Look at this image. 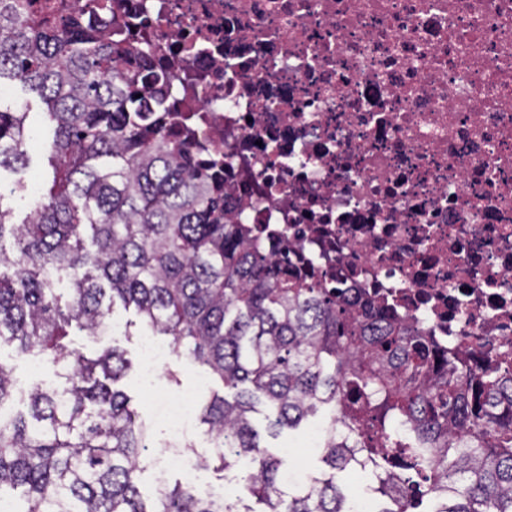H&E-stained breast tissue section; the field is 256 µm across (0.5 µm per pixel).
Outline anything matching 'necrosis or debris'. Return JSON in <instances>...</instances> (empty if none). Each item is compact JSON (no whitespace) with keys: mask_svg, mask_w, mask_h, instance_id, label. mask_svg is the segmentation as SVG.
Returning <instances> with one entry per match:
<instances>
[{"mask_svg":"<svg viewBox=\"0 0 512 512\" xmlns=\"http://www.w3.org/2000/svg\"><path fill=\"white\" fill-rule=\"evenodd\" d=\"M150 42L172 125L291 276L387 308L460 366L512 375V0H102ZM194 391L166 402L156 481Z\"/></svg>","mask_w":512,"mask_h":512,"instance_id":"1","label":"necrosis or debris"}]
</instances>
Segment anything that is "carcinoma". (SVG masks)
I'll use <instances>...</instances> for the list:
<instances>
[{
	"label": "carcinoma",
	"mask_w": 512,
	"mask_h": 512,
	"mask_svg": "<svg viewBox=\"0 0 512 512\" xmlns=\"http://www.w3.org/2000/svg\"><path fill=\"white\" fill-rule=\"evenodd\" d=\"M31 2L0 0V82L46 104L51 175L21 224L0 192V242L14 241L0 245V341L61 369L65 385H34L26 411L0 420V491L22 489V512H240L232 497L203 498L182 479L142 498L150 434L115 388L131 363L114 346L91 358L66 342L74 329L98 335L119 302L235 390L198 405L220 449L202 466L248 461L239 492L262 512L354 509L332 477L284 486L286 457L260 444L252 422L259 403L275 410L272 437L317 414L358 434L380 417L406 425L407 439L395 430L364 449L371 464L409 454L430 481L433 512H512V378L460 369L388 311L367 304L357 315L341 289L288 278L230 223L211 171L154 107L173 75L154 67L150 46L103 38L101 0L40 21ZM26 118L0 109V169L26 165ZM12 373L0 360V407L15 400ZM353 394L368 404L359 414L347 413ZM323 452L334 470L356 460L334 432ZM375 490L389 502L382 512L411 509L393 482Z\"/></svg>",
	"instance_id": "1"
}]
</instances>
